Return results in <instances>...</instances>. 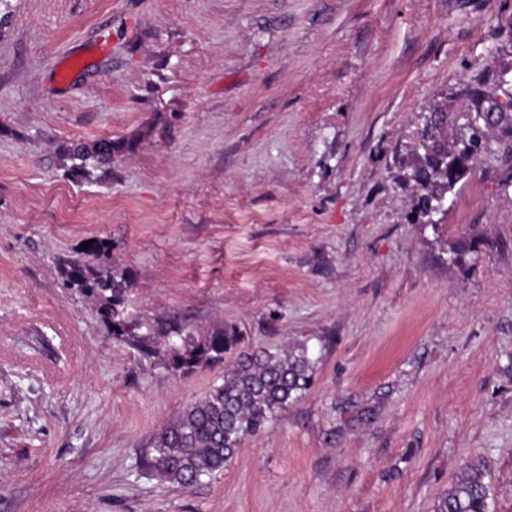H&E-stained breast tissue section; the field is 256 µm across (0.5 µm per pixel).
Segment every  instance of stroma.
<instances>
[{
  "instance_id": "obj_1",
  "label": "stroma",
  "mask_w": 512,
  "mask_h": 512,
  "mask_svg": "<svg viewBox=\"0 0 512 512\" xmlns=\"http://www.w3.org/2000/svg\"><path fill=\"white\" fill-rule=\"evenodd\" d=\"M509 33L512 0H0V512H432L475 456L512 512L511 172L431 226L399 165ZM109 137L110 173L64 177ZM94 239L143 319L314 363L190 486L136 464L224 366L110 336L60 275ZM131 147L130 141L112 137L98 140L91 146L65 147L62 151L64 176L72 180H92L94 171L110 167Z\"/></svg>"
}]
</instances>
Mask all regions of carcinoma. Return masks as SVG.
<instances>
[{
  "label": "carcinoma",
  "mask_w": 512,
  "mask_h": 512,
  "mask_svg": "<svg viewBox=\"0 0 512 512\" xmlns=\"http://www.w3.org/2000/svg\"><path fill=\"white\" fill-rule=\"evenodd\" d=\"M463 123L448 145V110L443 102L428 106L407 158L406 182L412 188L409 220L438 224L439 199L477 167L499 163L512 168V67L491 76L482 71L459 96ZM131 149V142L106 138L92 145L65 147L64 176L90 180ZM64 287L89 299L112 336L128 341L145 358H159L173 374H185L224 362L237 344L233 328L199 334L187 320L173 316L147 322L130 311L131 283L124 271L100 267L76 256L61 265ZM313 377L304 346L240 354L224 367L223 381L188 404L152 436L139 458V469L174 487L191 485L224 468L243 442L262 432L300 399ZM479 459L466 460L433 512H490L492 487Z\"/></svg>",
  "instance_id": "obj_1"
}]
</instances>
